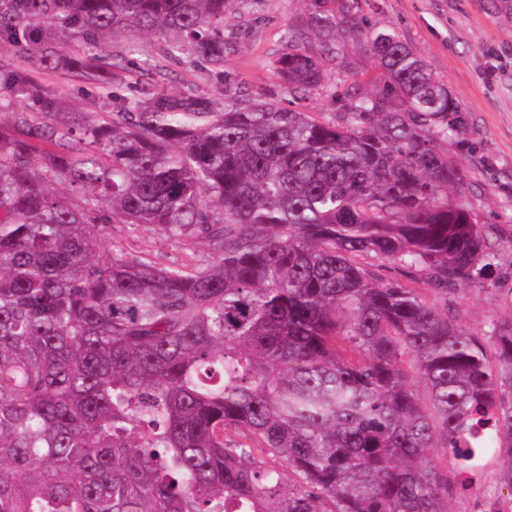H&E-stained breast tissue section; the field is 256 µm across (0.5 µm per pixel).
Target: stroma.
Segmentation results:
<instances>
[{
    "label": "stroma",
    "mask_w": 512,
    "mask_h": 512,
    "mask_svg": "<svg viewBox=\"0 0 512 512\" xmlns=\"http://www.w3.org/2000/svg\"><path fill=\"white\" fill-rule=\"evenodd\" d=\"M342 7L361 30L394 29L447 85L462 127L441 148L467 176L463 199L473 204L482 223L512 225V0H229L222 65L191 53L180 64L166 65L162 40L141 34L113 42L111 51L121 66L109 87L82 82L61 65L37 71L35 79L90 124L111 119L120 101L162 93L206 98L218 112L234 100L261 98L328 121L336 112L334 95L369 90L377 78L375 60L359 33L336 39L337 63L326 88L302 100L289 96L273 60L289 30L303 29L313 12ZM105 232L113 245L168 264L212 262L192 240L149 227L132 232L109 224ZM494 276L492 289L460 300L469 329L512 320V247L501 251ZM503 466L501 457H490L475 487L450 498L451 512H481L487 499L507 496L499 481Z\"/></svg>",
    "instance_id": "obj_1"
}]
</instances>
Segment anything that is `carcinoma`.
<instances>
[{
    "mask_svg": "<svg viewBox=\"0 0 512 512\" xmlns=\"http://www.w3.org/2000/svg\"><path fill=\"white\" fill-rule=\"evenodd\" d=\"M224 2L0 0L29 64L0 84L56 113L35 69L103 84L105 45L142 33L173 64L221 63ZM364 38L383 84L332 121L159 94L96 125L0 123V512H450L491 451L512 493V321L472 331L457 302L512 226L448 196L465 176L438 149L460 127L445 83L394 30ZM304 40L275 59L297 99L325 83ZM106 224L213 262L114 249Z\"/></svg>",
    "mask_w": 512,
    "mask_h": 512,
    "instance_id": "carcinoma-1",
    "label": "carcinoma"
}]
</instances>
